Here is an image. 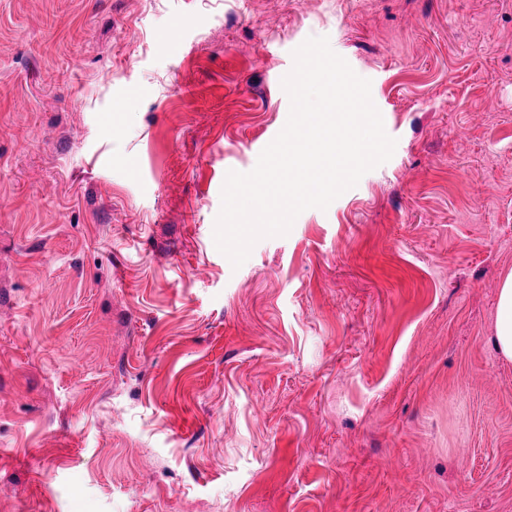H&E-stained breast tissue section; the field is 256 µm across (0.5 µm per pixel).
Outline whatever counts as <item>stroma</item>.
Wrapping results in <instances>:
<instances>
[{"mask_svg": "<svg viewBox=\"0 0 512 512\" xmlns=\"http://www.w3.org/2000/svg\"><path fill=\"white\" fill-rule=\"evenodd\" d=\"M392 158L240 266L308 37ZM512 0H0V512H512ZM494 343L507 361H512V273H508L501 285L496 309V336Z\"/></svg>", "mask_w": 512, "mask_h": 512, "instance_id": "stroma-1", "label": "stroma"}]
</instances>
